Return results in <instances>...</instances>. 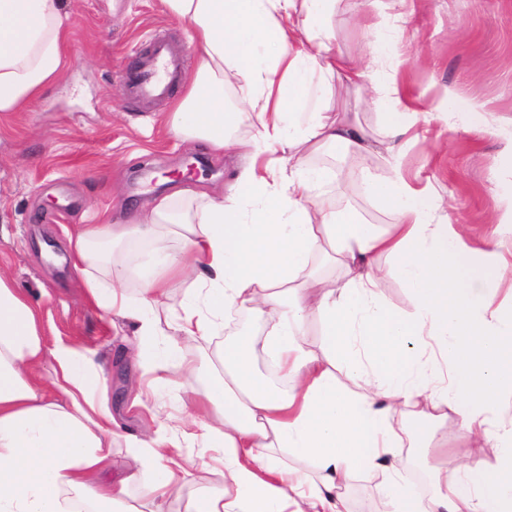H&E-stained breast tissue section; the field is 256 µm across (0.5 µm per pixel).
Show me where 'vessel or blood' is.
Returning <instances> with one entry per match:
<instances>
[{
  "instance_id": "vessel-or-blood-1",
  "label": "vessel or blood",
  "mask_w": 512,
  "mask_h": 512,
  "mask_svg": "<svg viewBox=\"0 0 512 512\" xmlns=\"http://www.w3.org/2000/svg\"><path fill=\"white\" fill-rule=\"evenodd\" d=\"M181 75L180 55L165 44H157L150 59L139 62L129 73L126 94L142 102L163 98Z\"/></svg>"
}]
</instances>
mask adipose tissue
I'll return each mask as SVG.
<instances>
[{
  "mask_svg": "<svg viewBox=\"0 0 512 512\" xmlns=\"http://www.w3.org/2000/svg\"><path fill=\"white\" fill-rule=\"evenodd\" d=\"M70 0H0V114L23 112L60 79L69 46ZM338 0H161L189 22L199 59L196 80L166 115L171 132L239 157L223 195L198 199L189 188L153 199L121 224H86L69 238L87 299L129 330L130 364L147 376L134 405L153 410L165 371L162 341L172 348L209 341L231 310L264 318L262 348L290 390L259 377L241 343L222 346L220 372L182 354L178 413L151 433L126 441L122 477L103 476L117 438L104 368L87 349L46 345L29 296L0 275V512H68L67 500L89 512H344V489L362 471L382 477L395 512H512V370L503 347L512 342V311H488L512 261L474 263L462 231L443 215V200L411 187L398 168L363 177L384 202L387 229L363 222L349 207L313 203L324 169L311 154L341 150L359 162L375 151L399 158L412 115L396 106L381 114V138L369 136L354 112L333 111L332 85L365 102L364 71L337 56L329 21ZM233 87L256 132L234 133L237 113L224 103ZM302 120L293 134L284 123ZM147 242L136 294L124 285L126 266L112 265L104 284L96 269L101 247ZM337 264L340 278L317 276L314 253ZM390 267L375 265L378 256ZM390 276L413 291L412 312L399 315L378 290ZM185 285L168 306L173 282ZM319 315L322 340L309 349L306 319ZM433 339L429 358L415 345ZM345 364L360 382L353 393L333 368ZM495 422H488V412ZM461 419L456 447L438 434L412 440L423 457L454 450L458 473L430 469L433 495L425 509L399 494L400 434L413 418ZM205 448L201 486L186 492L188 463L172 451ZM311 459L301 473L279 449Z\"/></svg>",
  "mask_w": 512,
  "mask_h": 512,
  "instance_id": "ef3b65f1",
  "label": "adipose tissue"
}]
</instances>
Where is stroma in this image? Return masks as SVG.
Returning a JSON list of instances; mask_svg holds the SVG:
<instances>
[{"instance_id": "obj_1", "label": "stroma", "mask_w": 512, "mask_h": 512, "mask_svg": "<svg viewBox=\"0 0 512 512\" xmlns=\"http://www.w3.org/2000/svg\"><path fill=\"white\" fill-rule=\"evenodd\" d=\"M331 25L337 52L370 61L371 79L397 87L408 110L426 116L422 139L405 147L404 175L447 200L476 259L511 252L512 229L498 220L512 210V155L503 151L512 137V0H341ZM189 30L160 0H73L61 79L28 111L0 115V269L33 299L47 344H79L109 367L110 408L126 433L154 424L129 408L134 378L111 317L88 303L68 252L48 258L46 244L62 246L84 224L122 220L148 193H169L184 180L207 194L230 183L236 158L176 138L161 119L197 74ZM159 39L183 49L185 77L167 99L144 107L127 97L124 72ZM450 93L478 104L484 127L448 115L441 101ZM359 183L332 176L313 196L390 223L388 208ZM405 454L403 484L428 502L430 465L452 468L455 457L427 464L418 449ZM344 496L349 512H370L386 498L369 471Z\"/></svg>"}]
</instances>
